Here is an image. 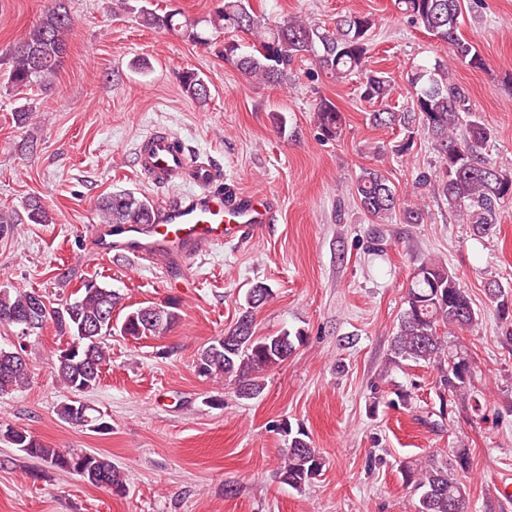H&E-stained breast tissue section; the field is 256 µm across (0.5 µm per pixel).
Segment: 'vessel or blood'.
Returning <instances> with one entry per match:
<instances>
[{
  "label": "vessel or blood",
  "mask_w": 512,
  "mask_h": 512,
  "mask_svg": "<svg viewBox=\"0 0 512 512\" xmlns=\"http://www.w3.org/2000/svg\"><path fill=\"white\" fill-rule=\"evenodd\" d=\"M138 173L152 182L192 183L190 193L167 204L156 223L109 227L98 239L104 253L192 258L210 247L245 239L269 223L271 204L263 193L233 203L212 188L209 166L187 154L181 140L164 132L146 138L136 154Z\"/></svg>",
  "instance_id": "obj_1"
}]
</instances>
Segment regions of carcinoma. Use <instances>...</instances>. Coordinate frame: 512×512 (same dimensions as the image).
<instances>
[{"instance_id": "cac0c4a2", "label": "carcinoma", "mask_w": 512, "mask_h": 512, "mask_svg": "<svg viewBox=\"0 0 512 512\" xmlns=\"http://www.w3.org/2000/svg\"><path fill=\"white\" fill-rule=\"evenodd\" d=\"M395 4L411 23L447 44L455 64L474 71L486 68L480 51L459 33L460 0H395ZM124 8L136 13L146 28L173 33L203 46L213 44L218 34H245V46L234 39L224 42V60L260 83L279 86L287 82L295 64L303 61L311 62L338 82L355 80L360 98L383 105L368 113L369 123L402 134L395 152H409L421 131L432 137L442 164L433 194L447 201L448 210L471 225L477 238L492 232L502 205L512 198V172L497 168L485 154L495 138L494 130L481 120L466 91L451 80L448 63L437 61L431 68L415 69L408 75L413 88L411 105L402 109L389 105L395 85L386 72L370 64L369 43L375 20L369 14L350 12L326 28L301 16H287L272 23L255 12L250 0H217L207 15L197 18L173 9L159 13L151 8L149 0H141L139 5L126 3ZM72 27L66 0H50L15 46L11 86L17 90L51 86L65 63ZM181 88L198 104L210 99L207 81L192 70L183 72ZM315 112L323 136L340 135L343 116L333 102L319 100ZM356 197L360 208L377 219L388 218L396 209V191L378 169L362 171ZM99 210L107 224H152L156 215L150 201L126 190L104 197ZM26 219L29 224H50L53 217L40 201L32 199L27 204ZM486 295L497 316L511 321L512 293L490 279ZM39 297L41 294L34 290L0 288V326L21 328L9 320L15 315L29 329L19 338V348H0V396L30 385L28 363L19 361L17 353L25 350L23 341L49 321L60 335L68 337L67 345L76 348L66 357L56 354L54 362L58 380L75 396L99 385L103 367L110 361L105 338L112 335V330L134 340L161 336L179 318L174 304L139 306L126 312L120 325L114 327L112 313L121 303V294L93 280L84 282L77 297L62 308H53L44 301L38 304ZM272 299L273 290L265 283L249 288L245 294L247 310L232 328L198 354L199 376L232 382L242 399L261 394L265 373L285 362L304 338L299 330L255 335L254 312ZM479 321L456 273L439 261L424 260L413 270L405 306L391 339L388 363L409 360L435 366L441 390L440 411L458 404L476 414L481 404L471 355L464 345L449 337L473 330ZM281 433L288 443L281 449L276 478L299 492L319 475L325 459L311 446L302 428L294 429L286 423ZM0 437L25 455L49 467L73 472L92 486L124 491L121 472L103 455L50 448L30 431L10 426L0 429ZM471 465L470 449L458 448L444 463L429 457L415 465L401 466L404 483L419 493L415 512H468L469 493L459 474Z\"/></svg>"}]
</instances>
